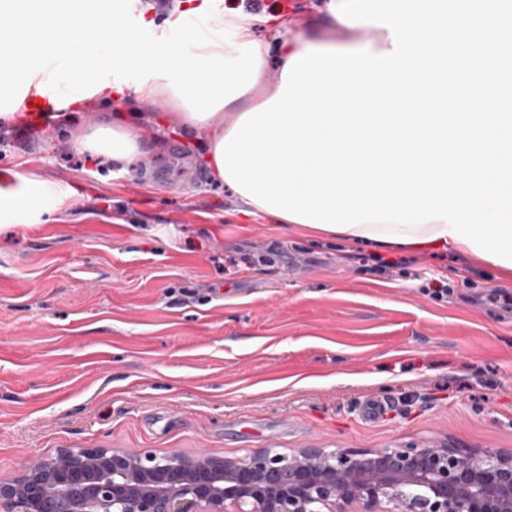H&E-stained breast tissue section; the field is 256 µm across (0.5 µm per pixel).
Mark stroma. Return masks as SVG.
I'll use <instances>...</instances> for the list:
<instances>
[{"label": "stroma", "mask_w": 512, "mask_h": 512, "mask_svg": "<svg viewBox=\"0 0 512 512\" xmlns=\"http://www.w3.org/2000/svg\"><path fill=\"white\" fill-rule=\"evenodd\" d=\"M321 0H252V32ZM140 112L149 145L91 162L71 130ZM160 101L91 98L41 136L0 144V192L50 181L60 210L0 223V479L62 448L238 458L275 448L512 449V274L445 248L308 237L245 215ZM448 299L430 298V280ZM372 398L394 402L371 422Z\"/></svg>", "instance_id": "1"}]
</instances>
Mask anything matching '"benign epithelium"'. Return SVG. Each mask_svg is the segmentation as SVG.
<instances>
[{
    "mask_svg": "<svg viewBox=\"0 0 512 512\" xmlns=\"http://www.w3.org/2000/svg\"><path fill=\"white\" fill-rule=\"evenodd\" d=\"M0 480V512H512V451L274 448L201 452L61 448Z\"/></svg>",
    "mask_w": 512,
    "mask_h": 512,
    "instance_id": "7a95c632",
    "label": "benign epithelium"
}]
</instances>
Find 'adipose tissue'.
Listing matches in <instances>:
<instances>
[{
    "label": "adipose tissue",
    "mask_w": 512,
    "mask_h": 512,
    "mask_svg": "<svg viewBox=\"0 0 512 512\" xmlns=\"http://www.w3.org/2000/svg\"><path fill=\"white\" fill-rule=\"evenodd\" d=\"M193 11L205 26L191 30L194 46L190 57L159 36L142 46L137 27L127 24L122 9L102 5L100 0H16L14 8L0 13V118L31 107L62 112L75 102L92 97L131 95L151 102L165 99L174 118L191 136L205 135L206 162L218 170L216 147L243 114L277 94L279 82L269 81L267 61L277 54L280 64L304 53L307 47L359 48L369 46L374 54L392 50L387 28L373 24L350 26L332 9L307 34L289 36L288 24L275 18V44L255 40L252 24L240 19L224 24V0H196ZM133 71L137 79L124 84L120 74ZM79 150L111 157L123 164L145 154L146 147L132 128L100 123L71 132ZM19 191L0 194V223L26 218L39 220L31 204L47 194V181L22 177ZM445 221L422 225L366 222L337 233L343 242L362 241L375 234L371 246L385 251L383 234H401L416 240L430 239L432 247H450L471 254L470 245L445 235Z\"/></svg>",
    "instance_id": "obj_1"
}]
</instances>
